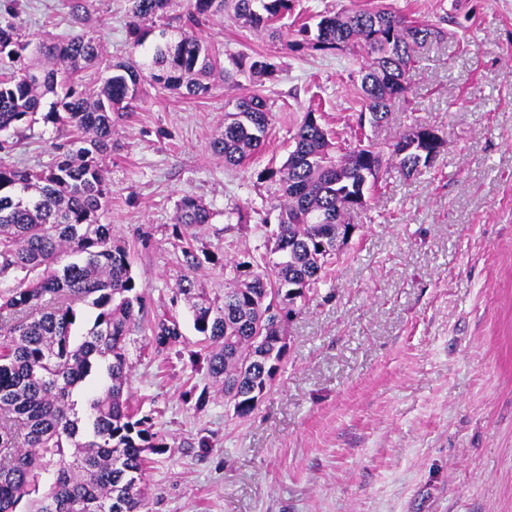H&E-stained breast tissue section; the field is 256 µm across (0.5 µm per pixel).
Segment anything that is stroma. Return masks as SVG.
Returning a JSON list of instances; mask_svg holds the SVG:
<instances>
[{
  "label": "stroma",
  "instance_id": "35a3bbf8",
  "mask_svg": "<svg viewBox=\"0 0 512 512\" xmlns=\"http://www.w3.org/2000/svg\"><path fill=\"white\" fill-rule=\"evenodd\" d=\"M377 5L461 27L417 49L405 92L364 142L386 151L418 123L445 147L411 175L384 160L368 208L348 216L339 263L290 318L287 356L248 418L217 394L175 298L190 273L177 206L191 196L214 213L191 230L196 253L217 257L190 273L209 295L223 293L225 263L265 264L276 187L257 174L286 161L308 110L349 139L363 60L348 49L294 52L213 17L199 30L205 41L281 64L258 87L274 113L263 147L237 168L214 156L239 95L221 84L203 99L149 90L116 124L103 221L130 252L145 322L173 312L184 334L170 351L132 359L133 402L170 446L147 473L149 512H512V0H295L281 25ZM127 7L89 0L77 20L68 0H0V23L31 42L89 30L104 58L125 59ZM56 137L40 122L0 131L13 145L7 163L20 168L48 166ZM241 211L250 223H238Z\"/></svg>",
  "mask_w": 512,
  "mask_h": 512
}]
</instances>
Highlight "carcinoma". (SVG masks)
<instances>
[{"label":"carcinoma","mask_w":512,"mask_h":512,"mask_svg":"<svg viewBox=\"0 0 512 512\" xmlns=\"http://www.w3.org/2000/svg\"><path fill=\"white\" fill-rule=\"evenodd\" d=\"M128 3V36L142 49L141 60L108 63L91 93L82 88V74L102 64L100 39L87 31L47 33L32 45L13 25L0 24V57L14 62L0 73V130L41 120L60 137L46 168L19 169L0 157V279L17 281L0 293V512H20L26 497L27 512H144L151 456L170 446L132 403L131 348L141 342L159 354L181 343L183 333L172 315L143 328L146 298L130 254L101 221L110 198L104 159L115 148L117 120L134 111L144 84L200 99L210 95L212 76L234 88L242 78L271 80L280 69L265 56L225 57L196 28L230 9L235 21L279 40L284 34L276 23L291 0H185L177 26L157 24L171 0ZM446 35L376 6L330 12L314 32L303 24L291 46L358 50L368 59L357 71L365 104L358 123L367 114L379 124L405 91L416 49ZM48 95L53 101L46 108ZM225 116L212 152L224 166L240 167L264 144L271 106L259 93L243 94ZM411 134L405 131L389 148V159L407 175L441 154L431 145L411 147ZM338 150L315 112H307L286 162L257 176L277 186L272 267L232 263L224 294L212 299L188 275L177 285L207 373L241 419L257 408L286 356L284 327L294 306L338 262L351 228L345 212L353 204L366 207L375 187L362 184L361 172L376 176L382 154L360 137ZM212 217L204 203L186 196L174 229L179 234ZM80 305L94 315L77 335ZM50 467L54 483L41 495L40 478Z\"/></svg>","instance_id":"1"}]
</instances>
